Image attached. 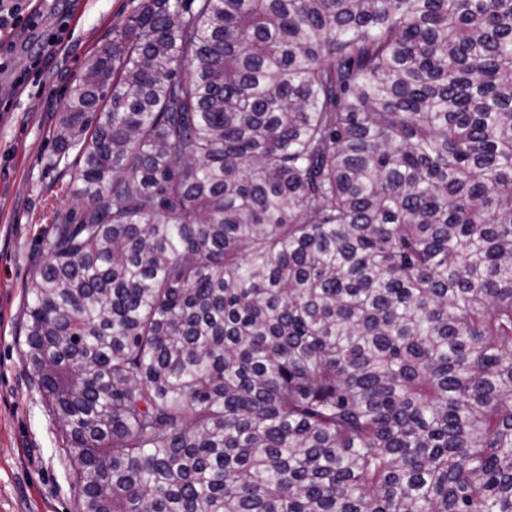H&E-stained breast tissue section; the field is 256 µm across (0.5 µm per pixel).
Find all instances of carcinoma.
Masks as SVG:
<instances>
[{
  "label": "carcinoma",
  "mask_w": 512,
  "mask_h": 512,
  "mask_svg": "<svg viewBox=\"0 0 512 512\" xmlns=\"http://www.w3.org/2000/svg\"><path fill=\"white\" fill-rule=\"evenodd\" d=\"M57 141L79 512H512V0H143Z\"/></svg>",
  "instance_id": "cac0c4a2"
}]
</instances>
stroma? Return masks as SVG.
Masks as SVG:
<instances>
[{"label":"stroma","instance_id":"35a3bbf8","mask_svg":"<svg viewBox=\"0 0 512 512\" xmlns=\"http://www.w3.org/2000/svg\"><path fill=\"white\" fill-rule=\"evenodd\" d=\"M141 4L37 0V27L16 31L0 71V512H77L74 464L23 367L20 314L41 261L45 219L75 202L76 157L56 169L48 164L68 89L94 56L111 49L113 29ZM63 20L64 41L51 50L45 35Z\"/></svg>","mask_w":512,"mask_h":512}]
</instances>
